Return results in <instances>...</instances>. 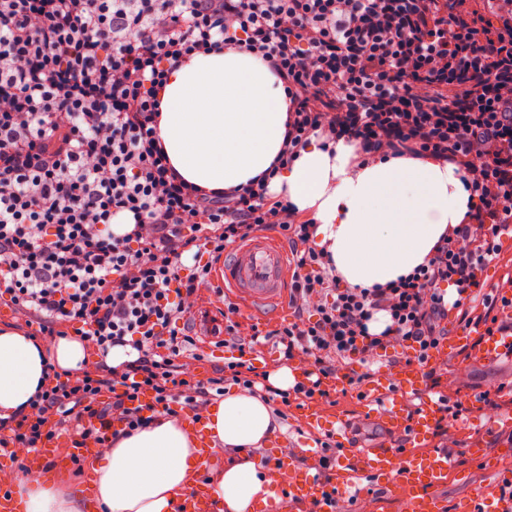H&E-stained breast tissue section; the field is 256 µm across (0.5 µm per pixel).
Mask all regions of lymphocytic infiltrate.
I'll use <instances>...</instances> for the list:
<instances>
[{"instance_id":"lymphocytic-infiltrate-1","label":"lymphocytic infiltrate","mask_w":512,"mask_h":512,"mask_svg":"<svg viewBox=\"0 0 512 512\" xmlns=\"http://www.w3.org/2000/svg\"><path fill=\"white\" fill-rule=\"evenodd\" d=\"M228 49L271 66L286 132L257 180L208 190L171 167L158 93L171 68ZM314 135L355 144L361 163L455 165L463 224L408 276L343 284L311 245L315 219L268 188ZM260 231L291 247L292 317L244 324L227 304L238 355L198 381L187 319L226 249ZM511 242L512 0H0V289L36 334L78 337L98 357L66 377L46 366L29 413L0 419V456L17 468L50 442L107 447L177 402L202 411L228 381L277 412L330 401L336 379L366 381L352 359L412 347L427 360L452 317L480 339L511 336L499 310L512 270L480 277ZM381 312L390 323L371 333ZM268 341L305 381L283 390L256 373ZM115 347L136 356L108 365Z\"/></svg>"}]
</instances>
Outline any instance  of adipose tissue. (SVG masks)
Wrapping results in <instances>:
<instances>
[{
	"instance_id": "adipose-tissue-1",
	"label": "adipose tissue",
	"mask_w": 512,
	"mask_h": 512,
	"mask_svg": "<svg viewBox=\"0 0 512 512\" xmlns=\"http://www.w3.org/2000/svg\"><path fill=\"white\" fill-rule=\"evenodd\" d=\"M159 134L171 165L206 189L242 187L279 153L288 101L270 67L244 50L197 54L171 69L161 90ZM354 145L314 137L269 190L316 220L313 246L328 252L336 273L355 288H378L413 272L439 239L460 224L470 194L449 163L409 157L354 161ZM90 358L74 336L28 340L0 329V418L25 414L44 364L59 372ZM202 423L213 450L242 455L212 479L225 512H251L271 497L259 460L246 459L277 429L269 406L242 389L208 407ZM199 456L193 424L158 417L149 428L92 452L90 484L60 489L55 477L22 474L13 497L24 512H174L193 484Z\"/></svg>"
}]
</instances>
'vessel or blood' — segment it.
<instances>
[{
  "label": "vessel or blood",
  "mask_w": 512,
  "mask_h": 512,
  "mask_svg": "<svg viewBox=\"0 0 512 512\" xmlns=\"http://www.w3.org/2000/svg\"><path fill=\"white\" fill-rule=\"evenodd\" d=\"M213 280L230 298L242 302L255 311L288 307V254L274 240L259 235L235 246L217 266ZM192 322L205 341L223 342L224 317L209 307L194 313ZM473 346V345H472ZM512 350V338L488 336L473 346V356L491 361ZM425 368L414 355H407L398 366L395 376L380 371L372 372L365 385V405L369 417L378 419L386 432L405 437L403 448L359 447L351 439V429L344 418L322 422L318 405L307 407L310 427L325 426L334 433L343 455L338 458L329 475L311 471L298 459L269 450L263 459L272 474H286L287 483L278 505L279 512H295L296 508L316 506L317 512H336L340 493L360 488L369 478L389 488L402 484L411 487L407 498V512H444L438 495L448 483L452 465L447 453L432 450L412 451V444L425 442L431 435L438 417L439 398L422 401L415 415H408L404 404L412 394L424 387ZM84 448L71 449L68 456L55 459L52 446H45L28 455L27 471L41 476L47 462H55L57 469H70L74 460L87 456ZM177 512H222V506L204 481H197L191 490L179 499ZM465 512H512V495L501 491L499 485L480 483L471 485L466 496Z\"/></svg>",
  "instance_id": "vessel-or-blood-1"
}]
</instances>
